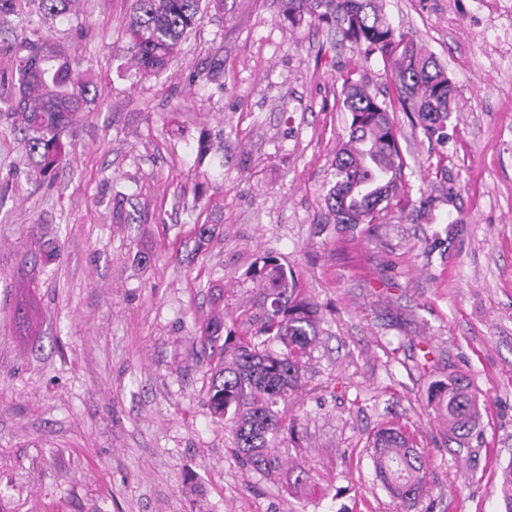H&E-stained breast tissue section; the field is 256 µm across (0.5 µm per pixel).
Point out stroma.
I'll list each match as a JSON object with an SVG mask.
<instances>
[{
    "instance_id": "1",
    "label": "stroma",
    "mask_w": 512,
    "mask_h": 512,
    "mask_svg": "<svg viewBox=\"0 0 512 512\" xmlns=\"http://www.w3.org/2000/svg\"><path fill=\"white\" fill-rule=\"evenodd\" d=\"M458 91L448 145L464 221L407 211L335 224L324 197L346 116L340 68L392 89L379 57L332 29L291 27L281 0L205 10L161 75L125 74L130 0H35L0 15L90 74L49 178L0 118V512H397L369 444L402 427L427 460L419 512H501L512 462V56L497 55L512 0H383ZM412 203L436 194L438 151L397 115ZM210 150L198 157L199 137ZM276 256L323 313L286 413L300 438L264 475L233 451L205 402L202 329L237 335L259 300L247 271ZM466 376L480 436L458 449L429 399ZM305 481H297L298 470Z\"/></svg>"
}]
</instances>
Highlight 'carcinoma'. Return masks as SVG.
I'll return each mask as SVG.
<instances>
[{"label":"carcinoma","mask_w":512,"mask_h":512,"mask_svg":"<svg viewBox=\"0 0 512 512\" xmlns=\"http://www.w3.org/2000/svg\"><path fill=\"white\" fill-rule=\"evenodd\" d=\"M130 10L127 52L142 80L167 69L201 19L202 0H132ZM283 15L293 27L306 21L326 25L365 56H378L391 67L395 96L383 101L355 79V69L340 73L339 101L350 120L325 196L334 223L377 224L384 211L405 210L409 199L402 192L404 159L394 113H404L429 141L447 142L457 108L447 71L392 26L377 0H284ZM12 49L6 113L21 135L25 160L47 177L71 153L67 133L88 102L91 81L47 41L18 35ZM434 177L438 200L448 205V223H463L453 179L441 160ZM248 275L259 290V313L249 320L257 321L254 336L262 341L255 344L230 330L222 333V316L207 321L205 340L217 350L208 363L207 399L212 415L230 427L237 454L255 471L269 474L279 467L276 448L298 435L297 419L286 417L283 406L301 386L304 358L318 342L321 314L277 257H261ZM273 343L281 349L265 348ZM438 406L450 438L461 447L469 444L481 417L470 381L461 375L449 378L439 390ZM370 455L376 478L402 512H411L426 492L424 455L395 426L375 433ZM497 492L503 512H512V463L502 468Z\"/></svg>","instance_id":"1"}]
</instances>
